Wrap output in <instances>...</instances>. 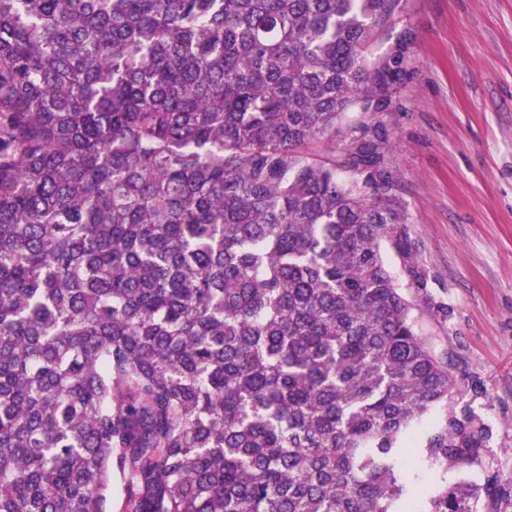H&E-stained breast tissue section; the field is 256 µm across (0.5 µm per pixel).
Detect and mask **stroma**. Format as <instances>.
<instances>
[{
    "label": "stroma",
    "instance_id": "1",
    "mask_svg": "<svg viewBox=\"0 0 512 512\" xmlns=\"http://www.w3.org/2000/svg\"><path fill=\"white\" fill-rule=\"evenodd\" d=\"M409 31L414 75L383 127L400 220L385 262L416 330L455 364V399L492 428L487 465L512 470V0H402L373 45Z\"/></svg>",
    "mask_w": 512,
    "mask_h": 512
}]
</instances>
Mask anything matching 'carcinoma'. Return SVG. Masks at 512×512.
<instances>
[{"instance_id":"obj_1","label":"carcinoma","mask_w":512,"mask_h":512,"mask_svg":"<svg viewBox=\"0 0 512 512\" xmlns=\"http://www.w3.org/2000/svg\"><path fill=\"white\" fill-rule=\"evenodd\" d=\"M398 4L0 0V512L512 498L344 123L410 77Z\"/></svg>"}]
</instances>
